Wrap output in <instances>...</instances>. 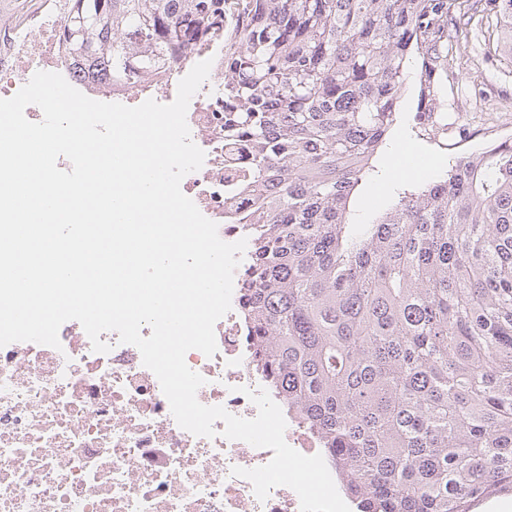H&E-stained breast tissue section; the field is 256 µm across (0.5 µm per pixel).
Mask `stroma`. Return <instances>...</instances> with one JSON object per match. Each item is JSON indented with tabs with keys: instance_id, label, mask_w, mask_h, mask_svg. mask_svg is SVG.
I'll use <instances>...</instances> for the list:
<instances>
[{
	"instance_id": "1",
	"label": "stroma",
	"mask_w": 512,
	"mask_h": 512,
	"mask_svg": "<svg viewBox=\"0 0 512 512\" xmlns=\"http://www.w3.org/2000/svg\"><path fill=\"white\" fill-rule=\"evenodd\" d=\"M421 61L411 58L406 90L387 145L373 160L368 176L351 197L348 221L368 224L397 200V192L444 175L449 163L481 151L488 143L512 137V64L484 62L478 43L459 44L448 51V69L454 74L445 98L447 133L431 137L435 121L417 110ZM409 149L415 169L405 174L387 162L393 153Z\"/></svg>"
}]
</instances>
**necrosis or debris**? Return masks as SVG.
<instances>
[{
    "mask_svg": "<svg viewBox=\"0 0 512 512\" xmlns=\"http://www.w3.org/2000/svg\"><path fill=\"white\" fill-rule=\"evenodd\" d=\"M64 10V0H46L23 26L0 27V99L42 70L60 73L97 101L172 100L175 75L108 91L87 84L58 40ZM196 58L212 62L187 111L205 160L183 178L181 190L232 243L241 238L235 217L253 202L231 189L251 157L239 152L232 163L224 161V140L217 135L224 123L220 44L203 45ZM240 303L232 296L230 311L215 325L214 356L192 350L186 363L205 379L197 392L202 404L251 419L258 410L245 391L267 383L254 368ZM58 336L57 349L32 342L0 347V512H300L291 488L276 487L262 501L247 479L230 473L235 466L268 463L272 450L224 438L221 421L212 438L182 429L139 350L120 343L118 333L101 334L110 346L105 354L93 351L77 321L65 322Z\"/></svg>",
    "mask_w": 512,
    "mask_h": 512,
    "instance_id": "4bbe7bcc",
    "label": "necrosis or debris"
}]
</instances>
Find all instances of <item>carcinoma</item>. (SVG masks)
<instances>
[{
	"label": "carcinoma",
	"mask_w": 512,
	"mask_h": 512,
	"mask_svg": "<svg viewBox=\"0 0 512 512\" xmlns=\"http://www.w3.org/2000/svg\"><path fill=\"white\" fill-rule=\"evenodd\" d=\"M59 39L91 81L170 74L224 47V144L249 147L241 318L253 362L357 512H473L512 493V138L398 193L351 196L396 120L448 85V38L512 0H68Z\"/></svg>",
	"instance_id": "cac0c4a2"
}]
</instances>
